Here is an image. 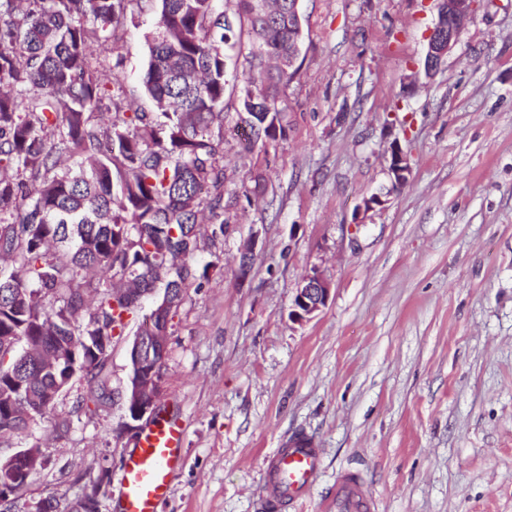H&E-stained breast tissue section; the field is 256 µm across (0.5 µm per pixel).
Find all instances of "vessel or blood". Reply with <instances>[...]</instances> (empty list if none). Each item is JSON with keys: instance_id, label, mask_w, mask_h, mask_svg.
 I'll use <instances>...</instances> for the list:
<instances>
[{"instance_id": "vessel-or-blood-1", "label": "vessel or blood", "mask_w": 512, "mask_h": 512, "mask_svg": "<svg viewBox=\"0 0 512 512\" xmlns=\"http://www.w3.org/2000/svg\"><path fill=\"white\" fill-rule=\"evenodd\" d=\"M182 441L177 421L161 418L145 428L137 447L125 456L117 498L120 512H158L180 464ZM266 464L269 501L279 508L308 494L321 472L322 459L309 439L298 437L268 455ZM372 508V499L350 473L337 478L335 492L321 504L322 512H371Z\"/></svg>"}]
</instances>
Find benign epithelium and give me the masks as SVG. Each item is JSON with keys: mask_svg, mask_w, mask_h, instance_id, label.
Returning <instances> with one entry per match:
<instances>
[{"mask_svg": "<svg viewBox=\"0 0 512 512\" xmlns=\"http://www.w3.org/2000/svg\"><path fill=\"white\" fill-rule=\"evenodd\" d=\"M441 5L442 16L447 24L438 23L432 29L427 43L425 62L428 63L427 75L433 76L439 69L448 51L458 42L459 37L471 18L478 0H437ZM389 175L392 188L398 189L409 182L411 168L407 155L398 142L390 144ZM330 284L319 272L308 275L293 302L291 318L301 322L321 310L328 301ZM150 304L152 320L175 306V299L169 290L154 289ZM159 331L149 328V336L137 332L130 348V376L125 391V405L128 421L123 429L138 431V422L153 414L160 396L159 373L164 365V352L153 351L149 341L157 339ZM43 466V457L39 448H24L7 457L0 456V502L9 499L16 490L25 486L32 475Z\"/></svg>", "mask_w": 512, "mask_h": 512, "instance_id": "1", "label": "benign epithelium"}]
</instances>
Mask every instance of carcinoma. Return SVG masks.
Returning <instances> with one entry per match:
<instances>
[{
  "mask_svg": "<svg viewBox=\"0 0 512 512\" xmlns=\"http://www.w3.org/2000/svg\"><path fill=\"white\" fill-rule=\"evenodd\" d=\"M144 0H0V439L24 430L52 405L74 351L86 395L79 407L112 404V337L154 288L185 296L200 284V225L224 223V63L246 68L239 119L256 140L288 132L285 88L298 69L288 0H155L141 83L152 112L131 111L123 79L99 69Z\"/></svg>",
  "mask_w": 512,
  "mask_h": 512,
  "instance_id": "cac0c4a2",
  "label": "carcinoma"
}]
</instances>
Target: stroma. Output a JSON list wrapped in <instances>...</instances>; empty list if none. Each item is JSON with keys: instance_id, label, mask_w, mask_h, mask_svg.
<instances>
[{"instance_id": "obj_1", "label": "stroma", "mask_w": 512, "mask_h": 512, "mask_svg": "<svg viewBox=\"0 0 512 512\" xmlns=\"http://www.w3.org/2000/svg\"><path fill=\"white\" fill-rule=\"evenodd\" d=\"M301 67L290 126L242 148L224 97L223 239L167 339L158 411L182 425V462L159 512H265L264 458L312 439L321 473L301 504L320 512L356 474L374 512H512V0H481L434 77H423L437 0H300ZM151 7L128 16L122 72L136 106ZM412 169L388 191L390 142ZM387 193L364 210L365 198ZM255 243L250 277L238 258ZM330 283L325 307L291 319L302 279ZM139 320L107 363L124 391ZM81 382L0 454L41 449L44 467L0 512L86 488L115 512L138 436L122 403L77 407Z\"/></svg>"}]
</instances>
